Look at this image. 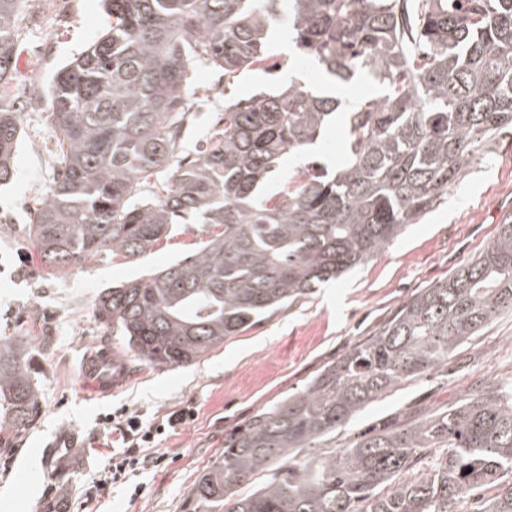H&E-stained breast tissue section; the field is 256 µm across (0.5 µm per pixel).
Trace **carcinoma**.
<instances>
[{
  "label": "carcinoma",
  "mask_w": 512,
  "mask_h": 512,
  "mask_svg": "<svg viewBox=\"0 0 512 512\" xmlns=\"http://www.w3.org/2000/svg\"><path fill=\"white\" fill-rule=\"evenodd\" d=\"M19 8L0 0V185L14 175L20 137L7 97ZM105 9L109 29L50 81L58 173L26 234L54 272L101 252L136 258L188 217L203 225L191 254L96 302L131 358L153 367L189 365L367 263L512 128V0H288L292 42L328 81L224 103V128L184 165L189 69L200 61L235 79L265 61L281 0H105ZM364 81L374 96L343 109L336 90ZM335 119L339 166H297L264 195L276 163ZM511 309L507 219L484 252L225 436L224 455L191 488L195 512H454L464 494L512 472V386L477 388L337 451L293 454L325 447ZM37 409L27 347L1 341L0 431L22 434ZM480 512H512V487Z\"/></svg>",
  "instance_id": "carcinoma-1"
}]
</instances>
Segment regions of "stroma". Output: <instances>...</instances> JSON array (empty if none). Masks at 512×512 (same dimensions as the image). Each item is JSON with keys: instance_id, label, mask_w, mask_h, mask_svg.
I'll return each instance as SVG.
<instances>
[{"instance_id": "obj_1", "label": "stroma", "mask_w": 512, "mask_h": 512, "mask_svg": "<svg viewBox=\"0 0 512 512\" xmlns=\"http://www.w3.org/2000/svg\"><path fill=\"white\" fill-rule=\"evenodd\" d=\"M102 0H22L15 28L16 70L9 99L19 112L21 139L12 181L0 186V340L28 342L40 410L19 436H0V512H193L190 489L224 451V437L271 404L302 390L323 364L372 335L419 289L451 275L485 250L500 224L512 218V133L499 137L470 164L439 205L368 264L323 284L306 302L278 310L196 363L159 369L131 360L98 320L95 304L106 289L188 255L200 227L182 224L139 259L100 253L53 274L44 269L24 233L34 205L51 193L56 176L57 130L45 93L49 82L108 27ZM279 21L263 67L227 81L202 63L189 70L184 103L189 134L181 156L193 158L220 129L224 102L266 85L295 79L321 81L317 65L290 46ZM344 148L341 130L320 135L304 157L282 159L270 191L289 170L309 162L335 165ZM110 350L127 368L112 395L86 398L83 364ZM490 382L512 383V311L431 375L402 384L336 432L344 447L371 427L415 420L455 404L465 391ZM137 409L153 420L182 407L196 418L157 437L164 467L140 475L145 491L126 488L108 498L95 484L112 458L99 419L113 409Z\"/></svg>"}]
</instances>
